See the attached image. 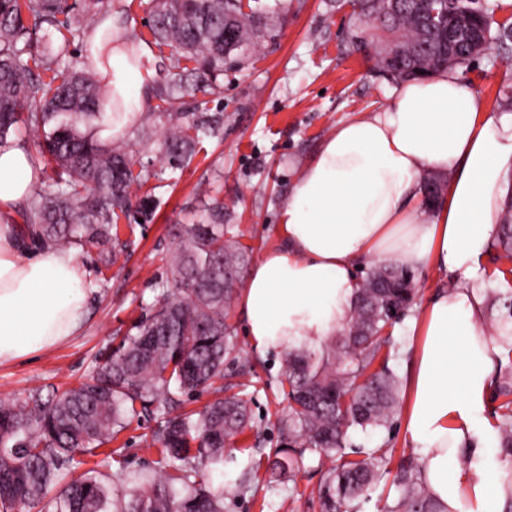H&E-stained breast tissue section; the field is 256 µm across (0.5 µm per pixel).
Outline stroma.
<instances>
[{"label":"stroma","mask_w":512,"mask_h":512,"mask_svg":"<svg viewBox=\"0 0 512 512\" xmlns=\"http://www.w3.org/2000/svg\"><path fill=\"white\" fill-rule=\"evenodd\" d=\"M267 28L236 63L226 64L219 85L197 94L203 107L224 115V137L182 168L166 172L162 187L143 186L138 196L155 194L160 205L148 224L123 227L127 247L111 267H103L97 251L75 248L94 292L85 322L75 336L55 348L24 360L0 365V400H21L39 387L66 389L87 379L94 358L138 321L152 304L157 281L166 276V257L178 244L171 227L188 223L206 198L198 186L219 180L223 187L225 223L234 225L254 258L278 245L274 228L278 206L301 168L336 123L386 105L393 82L379 76L375 62L360 44L367 29L349 0H257ZM466 83L491 111L512 110V56L491 52L469 68ZM417 295L406 314L390 329L392 367L401 377L411 369L413 318L435 290L450 285L434 269L416 271ZM231 321L244 357L254 372L246 393L251 400L250 428L237 442L231 471L265 460L286 439L279 416L288 409L283 354L252 350L239 309ZM150 422L133 420L117 439L131 469L151 463L157 450L146 442ZM225 512H321L318 500L289 495L276 484L260 482L253 491L225 503Z\"/></svg>","instance_id":"stroma-1"}]
</instances>
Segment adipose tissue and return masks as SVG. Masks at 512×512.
I'll use <instances>...</instances> for the list:
<instances>
[{
    "mask_svg": "<svg viewBox=\"0 0 512 512\" xmlns=\"http://www.w3.org/2000/svg\"><path fill=\"white\" fill-rule=\"evenodd\" d=\"M139 64L112 56L111 83L128 111L143 109ZM448 175L434 209L422 203L426 172ZM512 173V114L489 113L457 72L396 87L383 108L338 123L292 180L280 209V245L250 269L238 306L253 349L322 344L347 322L367 261L434 268L455 283L434 293L414 321L403 434L421 476L446 512H502L512 486L489 453L482 413L502 349L483 322L476 283L498 233ZM40 174L20 143H0V363L49 350L78 330L90 290L72 252L18 247V207Z\"/></svg>",
    "mask_w": 512,
    "mask_h": 512,
    "instance_id": "obj_1",
    "label": "adipose tissue"
}]
</instances>
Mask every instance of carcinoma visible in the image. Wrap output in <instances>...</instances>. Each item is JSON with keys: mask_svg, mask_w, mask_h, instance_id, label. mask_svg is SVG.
Instances as JSON below:
<instances>
[{"mask_svg": "<svg viewBox=\"0 0 512 512\" xmlns=\"http://www.w3.org/2000/svg\"><path fill=\"white\" fill-rule=\"evenodd\" d=\"M354 0L375 31L379 46L397 54L388 79L403 81L422 72L464 68L477 58L471 49L447 44L420 23L422 0ZM79 0H0V142L21 130L43 132V187L21 209L36 243H76L116 256L121 218L152 220L157 201L141 200L132 188L162 180L116 139L98 131L107 117L125 115L119 95L90 71L76 46L87 44L98 20ZM499 5L484 0L472 17L483 41L503 50L512 39L506 21L492 34ZM149 30L159 53L170 49L164 82L146 92L166 128L153 151L172 169L188 163L206 140L224 135V113L206 112L193 98L224 75L266 26L261 13H243L238 0H150ZM127 39L129 61L137 60L141 37L108 31L107 47ZM112 112H104L105 107ZM209 202L191 222L177 227L178 247L167 260L166 280L157 283L155 303L108 352L95 357L92 377L63 391L34 390L21 401L0 400V512H224V501L258 481L259 468L225 470L227 445L250 419L248 402L224 396V365L246 377L228 314L241 270L251 251L224 223V199L207 190ZM493 248L496 259L512 260V204ZM414 274L403 267L371 266L361 280L346 325L316 347L292 346L285 353L288 415L281 419L288 447L267 457L279 485L295 483L296 457L309 451L330 461L310 495L322 512H348L381 480H390L392 502L384 512H440L412 456L395 470L392 451L372 448L357 459L347 452L348 428L391 429L400 416L401 380L389 367L386 329L390 312L409 308ZM509 364L497 377V458L508 463L512 484V327L498 336ZM209 390L202 409L187 402ZM135 418L154 423L153 465L129 474L130 486L112 488L103 469L124 463L123 449H98Z\"/></svg>", "mask_w": 512, "mask_h": 512, "instance_id": "1", "label": "carcinoma"}]
</instances>
